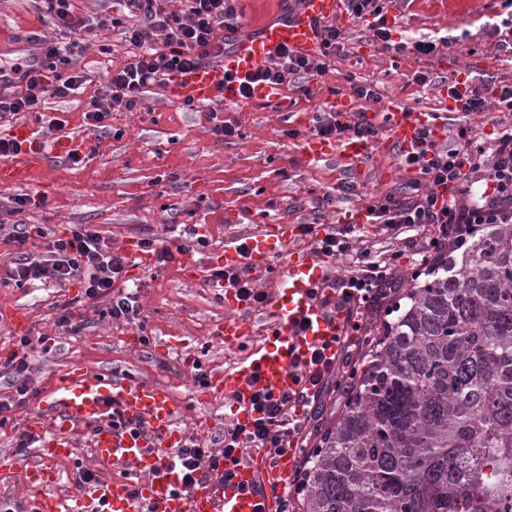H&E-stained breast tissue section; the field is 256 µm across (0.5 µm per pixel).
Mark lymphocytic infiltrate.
<instances>
[{
	"mask_svg": "<svg viewBox=\"0 0 512 512\" xmlns=\"http://www.w3.org/2000/svg\"><path fill=\"white\" fill-rule=\"evenodd\" d=\"M46 12L58 28L72 34L71 42L61 45L42 41L40 60L34 65L16 64L0 68V81L14 79L15 88L0 92V122L12 121L22 112L34 114L36 121L46 122L48 128H61L57 118H46L43 104L49 98H64L77 91L85 82L83 73L73 66V56L86 41L108 28H120L126 42L138 48L132 62L113 69L104 85L103 98L90 102L85 118L90 129L102 128L112 112L133 110L141 101L147 87H166L175 75L196 70L202 64L222 58L224 34L236 30L239 12L238 0H181L182 7L171 10L168 0H122L125 11L120 15L82 17L75 13L73 0H42ZM351 21L367 24L385 50L407 53L416 57L434 54L438 45L453 47L461 36L442 37L440 42L426 40H394L393 29L387 23V0H343ZM323 51L321 58L304 56L282 46L275 50L269 64L241 80L237 89L240 100H248L251 87L264 83L276 88L312 97L311 78L324 75L326 57L335 54L344 38L341 27L329 21L315 25ZM449 96H463L464 112H484L489 101H496L498 110L512 112V84L496 88L460 89L456 78L448 80ZM381 127L370 121L365 111L341 116L335 109L319 112L312 133L315 136L342 140L346 137L364 140L377 139ZM406 166L418 169L421 177L411 184L412 193L404 198L385 194L370 199L365 209L371 223L434 224L437 236L429 241L432 249H440L457 236L465 235L471 224L512 223V127L503 128L495 141L489 158H482L472 146L467 128H460L457 140L442 146L424 140L419 153L403 158ZM487 166L490 184L479 199H471L470 188L464 180L468 172ZM449 191L448 200H441V191ZM353 226L328 227L318 241V252L325 257H340L357 251L361 264L358 271L330 280L329 296L322 304L329 312L344 313L349 336L343 337L336 359L322 371L312 372L308 387L273 401L255 395L254 410L260 417L253 430L241 432L238 426L225 429L220 450L186 443L175 455L174 462L184 484L195 482L216 465L217 456L229 457L250 450L263 449L279 453L284 444L295 442L300 456L294 466L288 488L280 500L279 512H296L299 497L305 488L304 472L311 452L305 446V426L309 420L307 407L316 404L328 390L333 377L345 368L357 365L351 346V334L368 331L367 313L394 300L397 280L389 264L373 260L368 246L353 248ZM130 265L128 255L114 250L91 224L71 225L67 235L58 237L49 245L48 255L40 260H19L9 278L16 285L28 283H58L79 281L89 300H103L100 317L122 320L144 328L147 318L139 301V288L119 291L118 285ZM24 356H11L1 370L12 396L0 399V427L8 421L9 412L34 398L28 383L27 352L34 346L30 337H20Z\"/></svg>",
	"mask_w": 512,
	"mask_h": 512,
	"instance_id": "1",
	"label": "lymphocytic infiltrate"
}]
</instances>
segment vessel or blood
<instances>
[{"label": "vessel or blood", "instance_id": "vessel-or-blood-1", "mask_svg": "<svg viewBox=\"0 0 512 512\" xmlns=\"http://www.w3.org/2000/svg\"><path fill=\"white\" fill-rule=\"evenodd\" d=\"M341 8V0H299L288 20L265 24L260 36L240 41L222 64H206L174 76L169 96L197 104L219 93L237 100V86L225 81V74L246 76L268 64L284 45L309 57L319 56L322 47L313 24L336 20ZM386 116L388 140L400 153L418 151L421 134L437 140L445 136L433 113L391 108ZM79 145V139L67 136L42 139L19 160H0V184L38 183L50 159L68 157ZM370 151V143L356 138L336 143L311 137L304 143V152L312 159L338 155L358 162ZM299 233L294 224H262L244 245L226 242L212 257L228 271L246 266L256 276L275 277L264 342L214 384L231 400L233 423L248 430L259 417L251 406L254 394L261 391L277 399L299 389L313 350L322 349L324 362H331L338 350L336 338L344 333L343 319L325 317L312 296L323 286L328 270L311 251L288 248ZM215 292L227 312L220 337L225 345H240L254 332L253 321L240 314L245 301L234 288L219 286ZM114 404L124 423H113L109 410ZM177 408L175 398L152 383L83 374L63 378L58 397L29 422L36 432L46 425L51 428L28 469L36 512H278L294 467L292 449L274 456L253 451L235 461L219 459L217 469L206 478L183 486L173 462L186 440L176 422ZM138 420L145 422L146 431L135 429ZM85 426L91 429L94 461L102 477L64 503L56 494L59 476L54 463L72 455L78 430ZM119 469L125 470V477H116Z\"/></svg>", "mask_w": 512, "mask_h": 512}]
</instances>
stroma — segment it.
Instances as JSON below:
<instances>
[{
	"label": "stroma",
	"mask_w": 512,
	"mask_h": 512,
	"mask_svg": "<svg viewBox=\"0 0 512 512\" xmlns=\"http://www.w3.org/2000/svg\"><path fill=\"white\" fill-rule=\"evenodd\" d=\"M237 32L228 43L258 33L261 25L282 17V0H242ZM496 0H405L397 11L396 30L406 38L439 39L464 35L454 50L440 48L428 68L435 77L468 71L478 88L512 83V55L498 52L489 26ZM342 51L329 59L325 75L313 82L314 100L281 98L271 103L245 102L227 106L225 121L235 124L240 136L220 140L212 134L205 113L186 110L165 91L150 88L138 109L113 113L110 126L90 130L84 113L88 103L101 96L113 68L130 62L136 47L125 42L121 30L102 32L99 40L81 52L76 67L87 81L79 93L64 99H47L48 115L63 120V134L82 140L86 161L75 167L69 161L51 163L42 185H0V365L19 352L10 326L12 316H24L31 338H45L47 350L31 352L29 382L37 396L14 408L10 422L0 428V457L12 468L0 481V495L27 502L28 457L17 453V439L27 428L35 407L53 400L60 378L74 372L149 381L167 388L179 401L178 425L188 438L202 445L221 439L231 425L230 401L211 396L196 380L197 373L222 375L243 360L263 335L254 332L244 343L229 348L216 335L226 312L207 283L212 252L226 240L243 241L257 225L270 220L287 224H333L354 214L366 199L386 193H407L411 180L395 148L385 140L365 163L337 156L308 161L302 142L309 130L305 119L316 106H328L335 91L349 92L351 84L370 83L378 101L367 102L368 113L383 117L387 105L409 110L439 112L446 84L425 88L414 81L421 64L415 57L388 52L364 24L344 23ZM51 18L39 0H0V61L23 57L33 41L57 36ZM467 123L476 146L489 147L501 125L512 124V114L489 109L469 116L447 114L449 126ZM123 137H113V129ZM350 192H340V185ZM41 194L46 205L15 212L13 199L21 193ZM333 194L332 206L320 208L318 197ZM8 224H40L45 237L26 244L12 241ZM73 224H92L113 249L130 239L178 240L193 247L199 272L174 261L159 267H130L147 318L149 344H141L137 328L100 318L97 305L85 300L79 283L17 287L6 275L20 256L44 255L47 238L63 235ZM205 224L209 245L196 246L184 227ZM437 233L426 225L423 233L389 234L384 225L360 224L356 235L373 245L393 266L400 286L411 281L412 253ZM72 303L84 328L67 334L56 322L60 305ZM183 336L185 348L165 352L169 337Z\"/></svg>",
	"instance_id": "stroma-1"
}]
</instances>
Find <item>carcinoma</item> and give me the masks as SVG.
Instances as JSON below:
<instances>
[{
    "label": "carcinoma",
    "mask_w": 512,
    "mask_h": 512,
    "mask_svg": "<svg viewBox=\"0 0 512 512\" xmlns=\"http://www.w3.org/2000/svg\"><path fill=\"white\" fill-rule=\"evenodd\" d=\"M317 428L302 512H512V224L409 289Z\"/></svg>",
    "instance_id": "cac0c4a2"
}]
</instances>
